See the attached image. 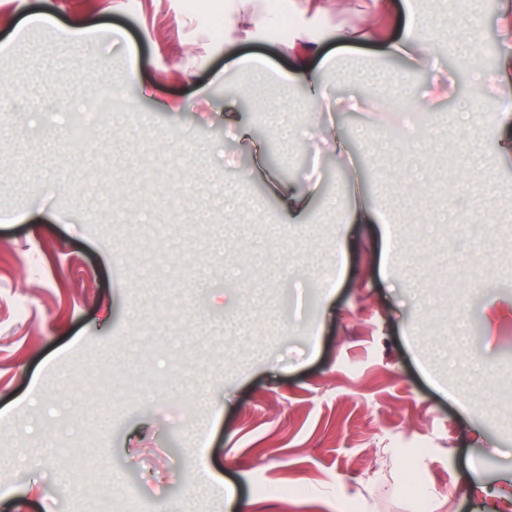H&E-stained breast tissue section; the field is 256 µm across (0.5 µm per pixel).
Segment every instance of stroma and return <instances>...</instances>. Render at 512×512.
<instances>
[{"label": "stroma", "mask_w": 512, "mask_h": 512, "mask_svg": "<svg viewBox=\"0 0 512 512\" xmlns=\"http://www.w3.org/2000/svg\"><path fill=\"white\" fill-rule=\"evenodd\" d=\"M0 0V512H512V160L486 168L454 105L432 112L426 153L444 163L410 199L390 165L394 131L365 115L338 121L366 187L408 224L326 223L344 177L314 141L300 83L255 79L234 60L287 68L270 30L214 33L206 13L234 0ZM500 0L484 25L431 28L438 47L474 42L490 67ZM45 15L58 27L115 25L84 49L57 29L18 31ZM398 60L375 52L323 78L347 96L397 93ZM134 70L131 119H104L76 148L54 103ZM235 102L250 141L224 133ZM263 161L288 181L317 182L306 224L281 223ZM236 191L227 210L213 187ZM482 213L486 269L474 279L438 203L461 186ZM344 247L346 265L332 257ZM171 379L145 397L110 400L107 369L141 366ZM234 502L224 498L225 485Z\"/></svg>", "instance_id": "35a3bbf8"}]
</instances>
